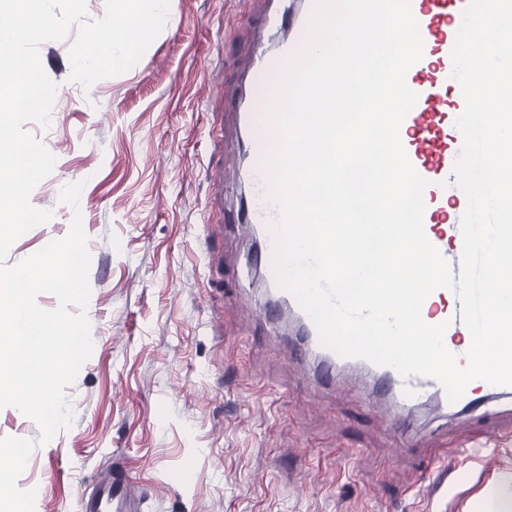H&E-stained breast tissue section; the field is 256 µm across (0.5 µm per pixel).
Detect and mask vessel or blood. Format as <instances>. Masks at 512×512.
I'll use <instances>...</instances> for the list:
<instances>
[{
  "label": "vessel or blood",
  "mask_w": 512,
  "mask_h": 512,
  "mask_svg": "<svg viewBox=\"0 0 512 512\" xmlns=\"http://www.w3.org/2000/svg\"><path fill=\"white\" fill-rule=\"evenodd\" d=\"M262 24L277 30L278 49L281 55H289L294 49L297 32L307 30L309 12L297 8V0H260ZM469 0H410L411 12L418 23L423 39V56L406 74V82L417 95L414 107L403 120L399 136L406 155L429 185L424 192L425 232L430 242L440 251L462 248L463 240L459 223L448 220L449 210L464 212L467 199L455 186V162L463 147L462 134H449L448 124L457 120L464 110L462 94H449L448 74L453 69L452 50L461 27L463 12ZM265 61L252 57L248 66L251 74L267 71ZM242 80L233 90L224 94V112L229 121L231 145H255L266 137V130H253L251 126L249 98L252 83ZM253 204L244 217L245 223L256 225L261 235H268V223L276 217V208L265 199L264 170L255 165L251 171ZM445 290L433 292L422 308L424 320L430 324L447 323L444 341L457 356H464V338L469 331L462 318L461 303L447 304ZM293 313L304 326L305 345L328 367L349 364V357L324 347L319 341L317 329L309 315L294 307ZM360 366L376 377L386 379L389 391L396 402L398 412H406L418 399L432 391L444 394V387L435 379L424 376L402 377L394 368L377 366L365 359H357ZM490 392L502 398H512V386L493 385L476 379L470 382L463 397L477 403L481 393ZM128 478L120 468H113L96 485L94 491L81 500L82 512H135L127 491Z\"/></svg>",
  "instance_id": "1"
}]
</instances>
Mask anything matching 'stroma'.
I'll list each match as a JSON object with an SVG mask.
<instances>
[{"label":"stroma","mask_w":512,"mask_h":512,"mask_svg":"<svg viewBox=\"0 0 512 512\" xmlns=\"http://www.w3.org/2000/svg\"><path fill=\"white\" fill-rule=\"evenodd\" d=\"M258 24L240 0H170L141 60L87 91L69 79V40L40 48L58 89L49 128L28 129L55 164L30 201L53 216L0 262L81 215L93 351L66 389L70 427L17 482L36 512H80L79 494L117 464L141 512H478L485 485L512 476V422L431 398L395 432L374 377L326 382L314 358H290L296 338L268 310L247 234L209 207L219 161L227 208L251 200L242 154L213 152L212 81L246 70ZM76 182L78 208L60 204ZM444 442L465 451L443 469L430 451Z\"/></svg>","instance_id":"35a3bbf8"}]
</instances>
